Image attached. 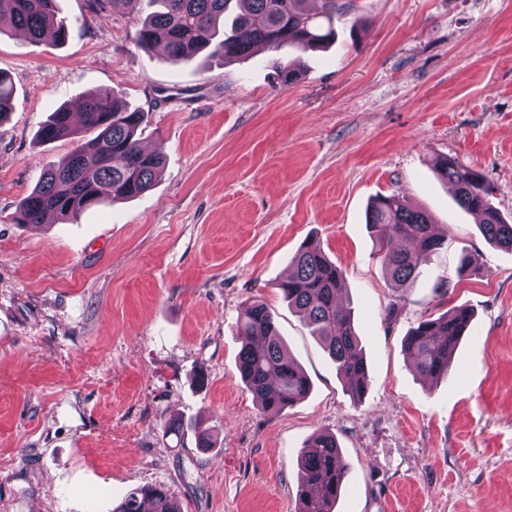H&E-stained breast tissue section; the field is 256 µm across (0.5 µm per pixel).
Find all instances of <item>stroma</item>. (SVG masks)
I'll return each instance as SVG.
<instances>
[{"label":"stroma","mask_w":512,"mask_h":512,"mask_svg":"<svg viewBox=\"0 0 512 512\" xmlns=\"http://www.w3.org/2000/svg\"><path fill=\"white\" fill-rule=\"evenodd\" d=\"M56 6L61 45L0 26L14 86L0 120V512H112L154 484L182 512H295L299 453L319 432L349 465L334 512H512V253L434 169L448 157L479 171L512 216V0H337L325 49L179 64L135 43L151 0ZM298 57L282 84L276 60ZM93 91L144 111L140 139L164 159L154 184L14 223L43 165L72 148L39 142V127ZM391 194L448 231L404 288L365 224ZM306 242L343 273L362 401L277 288ZM464 251L475 263L461 275ZM255 298L312 382L278 414L236 368V323ZM460 305L471 331L448 378L425 381L403 338ZM173 421L180 436L164 433Z\"/></svg>","instance_id":"35a3bbf8"}]
</instances>
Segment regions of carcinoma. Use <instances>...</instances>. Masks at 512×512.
Wrapping results in <instances>:
<instances>
[{"mask_svg": "<svg viewBox=\"0 0 512 512\" xmlns=\"http://www.w3.org/2000/svg\"><path fill=\"white\" fill-rule=\"evenodd\" d=\"M309 2L155 0L156 10L139 25L136 43L162 46L171 63L189 61L207 47L210 56L225 62L245 57L258 46L278 51L293 43L317 49L335 38L336 0H321L317 12ZM5 17L34 44L56 46L68 36V27L55 16V0H0V20ZM221 20L224 29L219 31L216 25ZM12 95L10 78L0 72V117L11 110ZM72 116V109L62 107L40 128L42 142L69 139L76 146L61 161L44 167L38 184L21 200L14 223L39 224L47 213L73 217L89 207L134 198L152 186L162 161L140 145L143 111L128 109L111 93L96 92L81 101V125ZM84 130L96 132L94 139L81 141ZM435 166L455 186L456 204L477 216L484 238L512 251V222L489 202L482 176L455 159H440ZM366 224L382 267L399 286L414 281L421 265L446 242L445 235L434 233L427 212L398 195L373 200L366 210ZM342 280L335 263L320 249L305 245L291 259L278 288L288 306L302 314L312 334L321 339L337 374L349 384L354 400L360 401L369 384L368 367L351 311L337 301ZM472 320V309L458 306L411 328L403 348L414 371L435 381L447 377L453 352ZM237 336V370L263 411L280 413L308 395L309 379L289 355L275 314L264 301L256 299L244 306ZM348 472L334 435L310 437L299 455L297 512H333ZM112 512L180 510L170 489L146 485L129 492Z\"/></svg>", "mask_w": 512, "mask_h": 512, "instance_id": "cac0c4a2", "label": "carcinoma"}]
</instances>
